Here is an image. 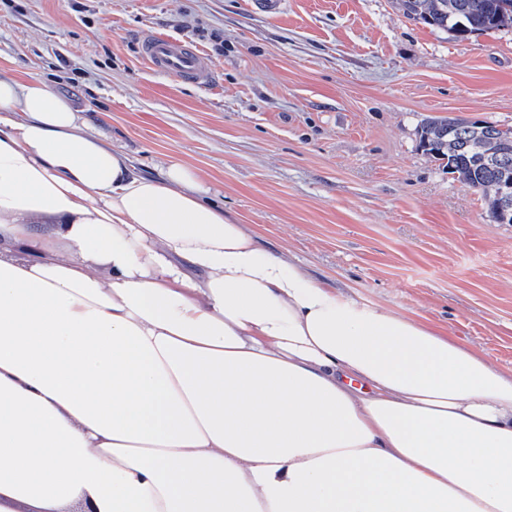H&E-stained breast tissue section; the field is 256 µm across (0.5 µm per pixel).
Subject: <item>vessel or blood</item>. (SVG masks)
Listing matches in <instances>:
<instances>
[{"label":"vessel or blood","instance_id":"vessel-or-blood-1","mask_svg":"<svg viewBox=\"0 0 512 512\" xmlns=\"http://www.w3.org/2000/svg\"><path fill=\"white\" fill-rule=\"evenodd\" d=\"M139 48L143 59L153 70L197 85H206L211 81L209 60L183 41L147 33L141 37Z\"/></svg>","mask_w":512,"mask_h":512}]
</instances>
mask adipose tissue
Here are the masks:
<instances>
[{
	"instance_id": "ef3b65f1",
	"label": "adipose tissue",
	"mask_w": 512,
	"mask_h": 512,
	"mask_svg": "<svg viewBox=\"0 0 512 512\" xmlns=\"http://www.w3.org/2000/svg\"><path fill=\"white\" fill-rule=\"evenodd\" d=\"M208 194L0 69V512H512V375Z\"/></svg>"
}]
</instances>
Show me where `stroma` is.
Returning <instances> with one entry per match:
<instances>
[{
	"mask_svg": "<svg viewBox=\"0 0 512 512\" xmlns=\"http://www.w3.org/2000/svg\"><path fill=\"white\" fill-rule=\"evenodd\" d=\"M147 31L199 48L211 82L152 70ZM0 67L42 78L145 175L194 167L317 281L512 371V224L418 135L435 117L512 127V28L460 39L392 0H0Z\"/></svg>",
	"mask_w": 512,
	"mask_h": 512,
	"instance_id": "obj_1",
	"label": "stroma"
}]
</instances>
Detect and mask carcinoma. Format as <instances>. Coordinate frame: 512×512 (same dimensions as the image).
Wrapping results in <instances>:
<instances>
[{"mask_svg": "<svg viewBox=\"0 0 512 512\" xmlns=\"http://www.w3.org/2000/svg\"><path fill=\"white\" fill-rule=\"evenodd\" d=\"M394 6L405 18L457 38L512 27V0H394ZM420 145L447 161L448 173L480 192L495 214L499 185L512 181V127L433 118L421 127Z\"/></svg>", "mask_w": 512, "mask_h": 512, "instance_id": "carcinoma-1", "label": "carcinoma"}]
</instances>
